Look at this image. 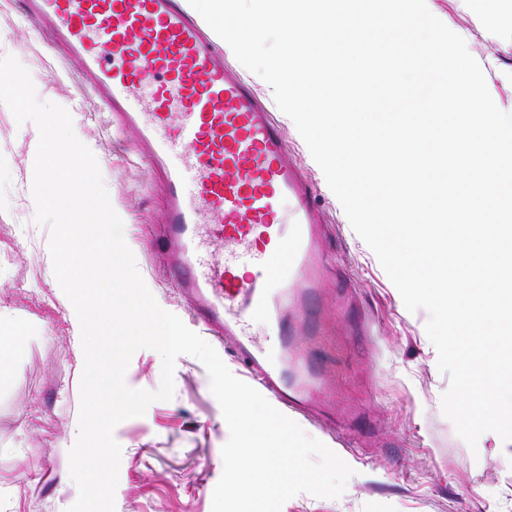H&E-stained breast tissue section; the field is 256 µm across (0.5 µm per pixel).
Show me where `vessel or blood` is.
<instances>
[{"label": "vessel or blood", "instance_id": "vessel-or-blood-1", "mask_svg": "<svg viewBox=\"0 0 512 512\" xmlns=\"http://www.w3.org/2000/svg\"><path fill=\"white\" fill-rule=\"evenodd\" d=\"M28 2L29 20L51 26L162 175L168 273L195 321L282 407L304 412L319 384H291L288 365L302 356L322 230L280 126L180 0ZM256 316L276 323L277 344L253 339Z\"/></svg>", "mask_w": 512, "mask_h": 512}]
</instances>
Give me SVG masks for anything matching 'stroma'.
<instances>
[{
  "instance_id": "obj_1",
  "label": "stroma",
  "mask_w": 512,
  "mask_h": 512,
  "mask_svg": "<svg viewBox=\"0 0 512 512\" xmlns=\"http://www.w3.org/2000/svg\"><path fill=\"white\" fill-rule=\"evenodd\" d=\"M429 10L464 38L479 65L512 68V0H427ZM14 56L40 99L66 108L76 136L101 161L110 203L146 286L189 329L190 302L167 276L166 248L153 229L163 191L148 175L135 131L120 127L97 95L81 88L78 64L46 26L28 21L23 0H0V58ZM246 80L273 111L288 155L314 186L329 262L319 283L326 358L325 402L295 422L353 470L335 499L298 494L281 512H512V463L492 434L476 448L442 412L450 386L438 368L425 310L408 311L377 256L353 230L294 122L272 87ZM32 122L17 123L0 104V512H67L78 497L69 450L79 432L81 339L72 304L57 282L50 229L35 220ZM162 359L141 348L125 374L133 389L157 390ZM171 400L121 422L115 512H212L229 430L204 365L183 355Z\"/></svg>"
}]
</instances>
